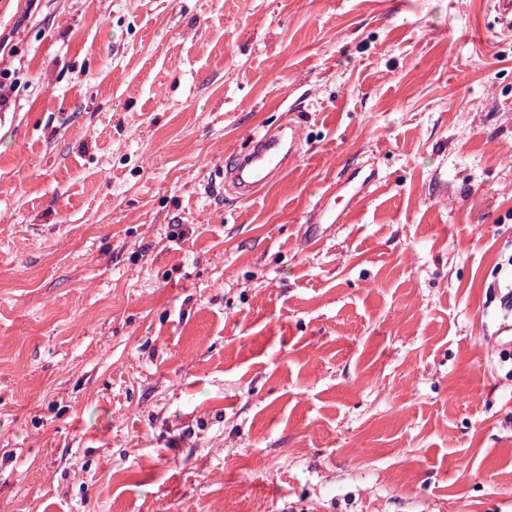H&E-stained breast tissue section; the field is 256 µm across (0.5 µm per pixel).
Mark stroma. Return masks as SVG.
<instances>
[{"label": "stroma", "instance_id": "1", "mask_svg": "<svg viewBox=\"0 0 512 512\" xmlns=\"http://www.w3.org/2000/svg\"><path fill=\"white\" fill-rule=\"evenodd\" d=\"M0 34V512H512L494 0H0ZM291 120L272 185L214 186ZM333 196V201H331V197L324 200L322 199L316 207V211L319 217L317 224H322V226L325 227L323 231L318 232L313 237L309 238L315 243L320 242L323 237L331 231L334 224H343L351 209L349 205L340 208L338 206L340 202H337L335 195Z\"/></svg>", "mask_w": 512, "mask_h": 512}]
</instances>
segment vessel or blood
Wrapping results in <instances>:
<instances>
[{"instance_id": "b4317fda", "label": "vessel or blood", "mask_w": 512, "mask_h": 512, "mask_svg": "<svg viewBox=\"0 0 512 512\" xmlns=\"http://www.w3.org/2000/svg\"><path fill=\"white\" fill-rule=\"evenodd\" d=\"M301 127L291 124L253 135L248 149L235 154L225 169V180L241 199H249L275 182L300 156ZM319 222L325 228L343 223L348 208L324 199L316 207Z\"/></svg>"}]
</instances>
